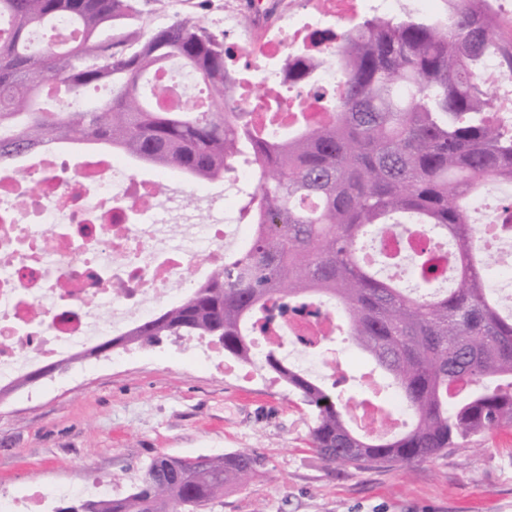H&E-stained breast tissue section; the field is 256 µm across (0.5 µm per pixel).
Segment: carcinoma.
Masks as SVG:
<instances>
[{
    "label": "carcinoma",
    "instance_id": "carcinoma-1",
    "mask_svg": "<svg viewBox=\"0 0 512 512\" xmlns=\"http://www.w3.org/2000/svg\"><path fill=\"white\" fill-rule=\"evenodd\" d=\"M136 0H0V162L27 146L94 141L142 165L192 181L219 182L238 166L254 180L241 212L250 242L162 314L144 320L122 346L164 336L209 338L241 365L255 364L250 336L275 300L315 301L343 314L345 340L381 370L410 417L393 435L357 432L336 387L291 367L278 349L262 356L310 408V440L327 465L410 466L472 437L512 427V311L488 281L491 254L475 240L465 202L495 180L512 181V125L479 77L512 53L491 33L488 0H448L444 19L372 15L321 38L326 55L284 67L293 83L336 70L342 93L329 121L272 135L237 98L239 77L224 39L182 18L142 39L136 31L100 39L134 19ZM136 44L134 51L124 47ZM176 62L197 79L195 104L157 110L155 77ZM108 86L111 97L73 112L43 102ZM408 218L447 241L456 279L439 287L441 257L370 255L373 227L397 234ZM265 468L236 450L189 464L157 456L121 498L76 499L56 512H204L224 489Z\"/></svg>",
    "mask_w": 512,
    "mask_h": 512
}]
</instances>
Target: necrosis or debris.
<instances>
[{
	"mask_svg": "<svg viewBox=\"0 0 512 512\" xmlns=\"http://www.w3.org/2000/svg\"><path fill=\"white\" fill-rule=\"evenodd\" d=\"M402 0H240L224 9V31L235 35L236 58L257 74L241 87L242 102L259 107L285 80L282 61L303 51L321 54L318 34L328 20L343 22L370 7L391 15ZM255 23L246 28L243 16ZM334 69H321L299 100L310 124L324 122L325 101L339 88ZM26 175L0 168V386L45 363L93 347L102 337L124 334L152 316L161 303L180 301L196 283L222 268L227 241H240L234 212L197 221L186 196L155 201L163 178L142 177L134 159L105 149L33 150ZM479 242L508 258L490 284L512 301V221L475 224ZM338 318L314 303L272 306L264 332L252 338L256 354L287 345L323 377L339 360L331 344ZM353 418L366 433H390L408 422L399 406L378 407L359 397Z\"/></svg>",
	"mask_w": 512,
	"mask_h": 512,
	"instance_id": "4bbe7bcc",
	"label": "necrosis or debris"
}]
</instances>
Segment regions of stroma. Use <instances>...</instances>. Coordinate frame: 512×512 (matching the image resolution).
Listing matches in <instances>:
<instances>
[{"label": "stroma", "instance_id": "stroma-1", "mask_svg": "<svg viewBox=\"0 0 512 512\" xmlns=\"http://www.w3.org/2000/svg\"><path fill=\"white\" fill-rule=\"evenodd\" d=\"M137 28L187 16L219 30L216 5L138 0ZM189 338L81 358L0 403V493L79 483L87 470L127 495L153 456L252 448L266 472L206 512H512V428L410 467H329L309 445L311 415L276 374L195 361Z\"/></svg>", "mask_w": 512, "mask_h": 512}]
</instances>
